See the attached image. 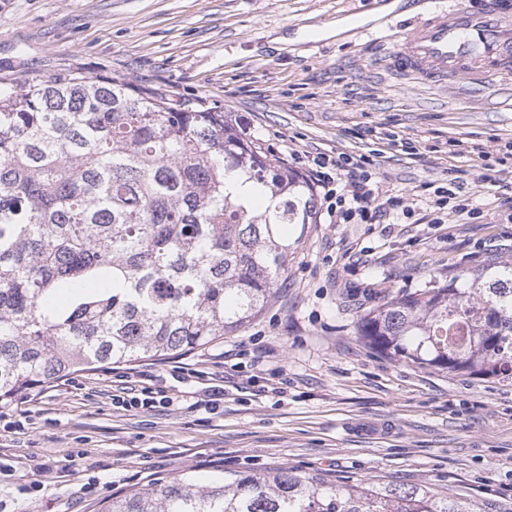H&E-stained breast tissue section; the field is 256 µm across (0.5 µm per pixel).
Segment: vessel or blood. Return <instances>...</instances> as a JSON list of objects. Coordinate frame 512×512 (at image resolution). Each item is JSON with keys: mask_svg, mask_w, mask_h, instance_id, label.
Instances as JSON below:
<instances>
[{"mask_svg": "<svg viewBox=\"0 0 512 512\" xmlns=\"http://www.w3.org/2000/svg\"><path fill=\"white\" fill-rule=\"evenodd\" d=\"M428 2L405 35L390 39L393 72L460 94H487L498 78L512 77V19L498 0L479 9L470 0Z\"/></svg>", "mask_w": 512, "mask_h": 512, "instance_id": "1", "label": "vessel or blood"}]
</instances>
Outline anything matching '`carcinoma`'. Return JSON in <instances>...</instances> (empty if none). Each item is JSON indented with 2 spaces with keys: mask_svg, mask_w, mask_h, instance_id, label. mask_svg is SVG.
Here are the masks:
<instances>
[{
  "mask_svg": "<svg viewBox=\"0 0 512 512\" xmlns=\"http://www.w3.org/2000/svg\"><path fill=\"white\" fill-rule=\"evenodd\" d=\"M316 193L224 111L119 76L0 79V404L106 365L186 354L257 317ZM372 352L512 383V260L362 315ZM100 512H491L427 485L290 469L162 479Z\"/></svg>",
  "mask_w": 512,
  "mask_h": 512,
  "instance_id": "carcinoma-1",
  "label": "carcinoma"
}]
</instances>
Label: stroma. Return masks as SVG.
<instances>
[{"instance_id":"1","label":"stroma","mask_w":512,"mask_h":512,"mask_svg":"<svg viewBox=\"0 0 512 512\" xmlns=\"http://www.w3.org/2000/svg\"><path fill=\"white\" fill-rule=\"evenodd\" d=\"M405 0H0V78L116 75L172 107L230 112L299 173L334 149L376 163L403 196L465 179L466 224L308 225L288 276L250 323L162 360L110 365L0 408V512H98L160 478L246 467L348 484H427L512 502V384L398 364L356 336L358 316L449 270L512 260V79L493 98L390 73L376 30ZM482 153H474L472 145ZM164 391L125 409L122 387Z\"/></svg>"}]
</instances>
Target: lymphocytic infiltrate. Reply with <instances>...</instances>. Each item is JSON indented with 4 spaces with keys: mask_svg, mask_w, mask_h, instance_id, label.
<instances>
[{
    "mask_svg": "<svg viewBox=\"0 0 512 512\" xmlns=\"http://www.w3.org/2000/svg\"><path fill=\"white\" fill-rule=\"evenodd\" d=\"M310 172L323 193L326 212L340 224H397L402 217L428 208L432 221L444 223L446 217L463 218L469 212L463 184L449 181L436 187L433 197L419 193L391 196L380 190L375 179V167L362 154H347L324 150L309 156ZM346 176L343 187H335L333 172Z\"/></svg>",
    "mask_w": 512,
    "mask_h": 512,
    "instance_id": "1",
    "label": "lymphocytic infiltrate"
}]
</instances>
